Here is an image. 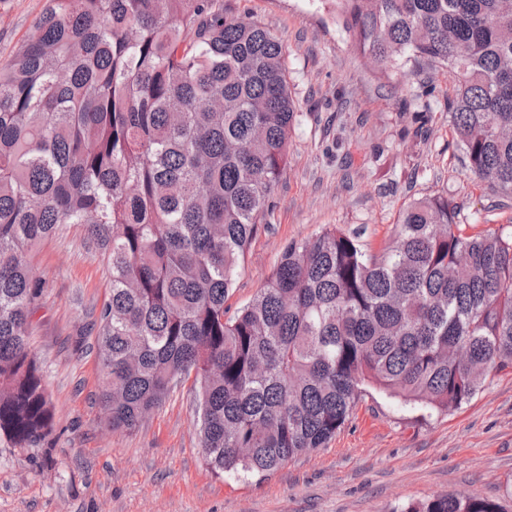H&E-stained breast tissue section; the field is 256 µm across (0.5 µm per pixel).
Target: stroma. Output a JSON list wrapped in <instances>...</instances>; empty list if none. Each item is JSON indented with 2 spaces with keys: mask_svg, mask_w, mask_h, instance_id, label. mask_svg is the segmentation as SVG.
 <instances>
[{
  "mask_svg": "<svg viewBox=\"0 0 512 512\" xmlns=\"http://www.w3.org/2000/svg\"><path fill=\"white\" fill-rule=\"evenodd\" d=\"M46 0H0V66ZM282 43L297 103L288 166L225 305L236 312L292 241L333 227L367 254L392 245L402 210L446 195L460 231L512 233V199L467 169L445 107L448 75L378 77L352 43L334 0H224ZM43 293L31 349L53 405L45 448L0 447V512H397L469 493L512 512V372L492 374L461 409L428 414L374 390L325 446L265 476L212 474L203 464L192 378L133 431L105 424L92 328L108 270L83 225L36 248Z\"/></svg>",
  "mask_w": 512,
  "mask_h": 512,
  "instance_id": "stroma-1",
  "label": "stroma"
}]
</instances>
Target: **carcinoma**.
<instances>
[{"label":"carcinoma","mask_w":512,"mask_h":512,"mask_svg":"<svg viewBox=\"0 0 512 512\" xmlns=\"http://www.w3.org/2000/svg\"><path fill=\"white\" fill-rule=\"evenodd\" d=\"M382 77L448 73L468 170L512 197V0H336ZM285 50L224 0H46L0 67V443L54 428L30 257L82 224L111 271L97 318L112 430L194 376L208 469L265 475L324 447L362 391L446 412L512 369V234L457 232L448 197L402 212L380 258L325 230L224 302L288 163ZM401 512H501L469 494Z\"/></svg>","instance_id":"carcinoma-1"}]
</instances>
